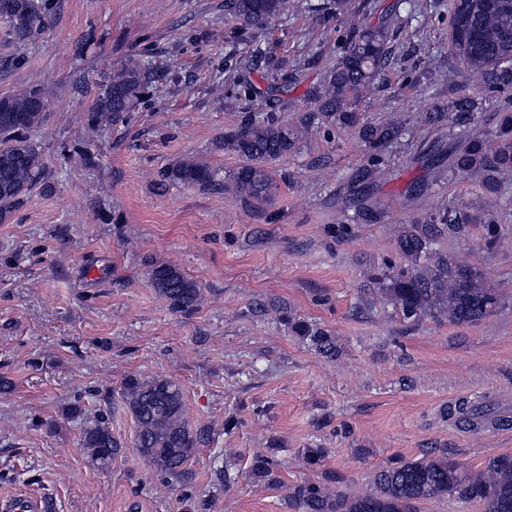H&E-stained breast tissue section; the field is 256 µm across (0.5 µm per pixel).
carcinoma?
<instances>
[{
    "instance_id": "1",
    "label": "carcinoma",
    "mask_w": 512,
    "mask_h": 512,
    "mask_svg": "<svg viewBox=\"0 0 512 512\" xmlns=\"http://www.w3.org/2000/svg\"><path fill=\"white\" fill-rule=\"evenodd\" d=\"M298 8L296 0H224V10L243 35L275 19H286ZM450 53L462 65L461 74L480 77L485 99L493 101L512 93V0H452ZM47 14L41 0H0V24L15 43H27L45 26ZM394 33L386 19L372 24L364 17L352 23L341 54L324 82L309 89L317 112L293 124L275 120L247 122L224 133L218 147L236 155L240 165L225 179L219 170L199 160H187L164 171L161 184H182L209 190L224 184L254 209L278 193L280 185L273 164L297 150L313 134L314 124L334 123L353 131L367 147L371 168L368 178L384 171L383 151L404 133L396 119L369 122L358 106L373 92L393 55ZM152 77L150 69L131 58L107 74L88 109L91 123L116 122L132 111ZM483 99V100H485ZM51 92L43 85L0 95V224L10 221L16 208L41 182L43 164L31 141L45 120ZM483 100L450 93L423 117V125L441 133V144L429 148L433 166L448 163V177H459L482 186L486 205L482 216H457L451 207L430 214L424 224H410L399 236L401 266H390L377 277L374 297L405 319H446L455 324L483 320L501 305L498 291L488 287L482 274L470 265L435 248L442 235H465L467 224L477 220L493 225L499 193L498 176L512 172V109L495 113L492 128L476 132L473 124L483 111ZM154 287L174 313L189 314L202 302L199 286L178 268L161 265L150 270ZM316 349L333 355L335 338L325 330L299 324ZM122 398L136 423L135 447L153 471L161 476L188 478L186 464L199 450L201 432L184 416L183 392L174 380L157 376L125 379ZM474 425L494 422L491 409L461 403ZM81 446L89 460L106 467L120 446L102 417L84 427ZM276 448L254 457L251 479L269 487L278 485L274 475ZM307 466L321 465L326 449L299 450ZM335 478L307 481L288 487L286 503L296 512H422V506L443 498L475 503L481 512H512V454L489 458L484 469L473 471L448 456L432 452L419 459L399 458L380 467L367 491H335Z\"/></svg>"
}]
</instances>
